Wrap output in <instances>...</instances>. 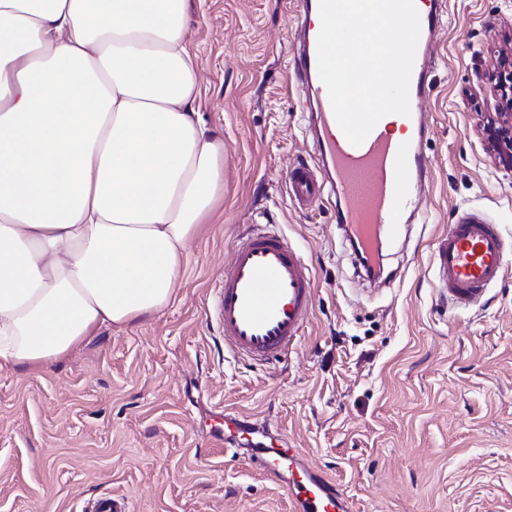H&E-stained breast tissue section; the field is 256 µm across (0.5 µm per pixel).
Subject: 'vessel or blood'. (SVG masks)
Returning a JSON list of instances; mask_svg holds the SVG:
<instances>
[{"label": "vessel or blood", "instance_id": "1", "mask_svg": "<svg viewBox=\"0 0 512 512\" xmlns=\"http://www.w3.org/2000/svg\"><path fill=\"white\" fill-rule=\"evenodd\" d=\"M291 69L299 110L315 150L313 163L291 167L285 177L288 196L298 205L324 195L336 199V221L369 252L393 238L398 225L427 223L421 189L431 178L422 151L430 126L419 103L427 95L432 46L447 33L445 6L431 0L420 12V36L409 85L410 113L398 120L383 117L360 145L339 128L317 68L321 29L319 0H290ZM400 126L403 135L391 134ZM435 262L450 300L471 304L512 273L498 225L476 213H464L438 237ZM315 288L310 268L287 237L259 233L236 240L224 261L223 285L215 309L223 323L224 346L257 362L280 359L299 345ZM225 450L243 456L251 467L281 489L292 512H353L335 480L308 467L299 448L274 447L261 441L239 443L238 435L257 428L235 414H225Z\"/></svg>", "mask_w": 512, "mask_h": 512}]
</instances>
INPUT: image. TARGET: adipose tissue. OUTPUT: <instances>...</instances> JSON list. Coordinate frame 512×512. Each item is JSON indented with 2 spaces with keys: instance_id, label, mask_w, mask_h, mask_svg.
<instances>
[{
  "instance_id": "1",
  "label": "adipose tissue",
  "mask_w": 512,
  "mask_h": 512,
  "mask_svg": "<svg viewBox=\"0 0 512 512\" xmlns=\"http://www.w3.org/2000/svg\"><path fill=\"white\" fill-rule=\"evenodd\" d=\"M186 0H0V371L164 309L224 189Z\"/></svg>"
}]
</instances>
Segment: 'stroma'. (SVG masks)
<instances>
[{
    "instance_id": "obj_1",
    "label": "stroma",
    "mask_w": 512,
    "mask_h": 512,
    "mask_svg": "<svg viewBox=\"0 0 512 512\" xmlns=\"http://www.w3.org/2000/svg\"><path fill=\"white\" fill-rule=\"evenodd\" d=\"M187 11L201 117L224 140V199L168 307L41 372L0 371V512H86L104 495L129 512H291L216 445L226 411L302 449L354 512H512V274L459 307L435 265L438 235L467 210L512 246V173L482 138L503 102L478 77L512 62V0H449L421 103L434 220L403 225L376 277L335 200L288 197L289 167L314 150L284 91V0H187ZM260 227L298 248L315 283L301 344L268 365L225 353L208 304L231 242Z\"/></svg>"
}]
</instances>
